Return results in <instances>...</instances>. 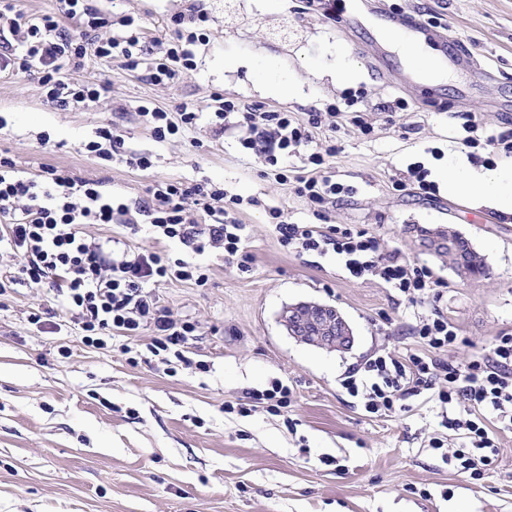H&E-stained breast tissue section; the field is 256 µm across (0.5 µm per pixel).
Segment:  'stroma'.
<instances>
[{"mask_svg":"<svg viewBox=\"0 0 512 512\" xmlns=\"http://www.w3.org/2000/svg\"><path fill=\"white\" fill-rule=\"evenodd\" d=\"M210 18L198 68L173 84L155 85L119 61L93 58L74 81L101 86L99 103L84 109L45 102L38 79L0 75V154L26 174L51 164L103 181L131 204L148 199L152 178L209 181L239 195L238 219L255 261L240 273L222 251L199 261L208 282L152 286L174 319L197 327L189 342L191 368L169 369L149 345L152 328L113 334L107 347L84 344L73 323L54 326L48 287L11 283L22 255L0 245V512H512V433L498 436V465L480 482L460 475L447 452L458 435L448 415L463 404H441L433 391L407 396L394 414L366 411L344 377L371 356L420 351L410 332L417 313L377 280L349 279L334 253L299 254L282 247L267 211L289 222L315 218L291 182L269 172L262 155L243 150L238 131L217 133L208 114L212 94L298 114L324 108L349 88H364L368 105L404 98L406 111L372 114L362 135L346 118L323 129L339 151L330 172L353 192L327 212L329 223L355 224L380 238L384 251L427 263L444 280L440 308L461 331V363L512 328V214L452 196L437 172L456 156L475 169L484 151L462 145L463 126L512 129V0H380L381 17L347 27L356 0H96L99 8L132 16L146 39L172 34L171 18L190 3ZM438 17L446 78L404 85L408 60L387 39L393 18ZM378 43L383 67L361 47ZM276 82L298 84L282 96L257 82L256 65ZM198 105L196 126L159 143L138 115L151 104L175 110ZM117 123L127 150L152 156L151 172L80 152L78 145ZM423 164L438 190L429 197L395 190ZM439 225L468 238L487 274L468 283L422 241ZM87 238L112 239L129 253L162 246L188 257L178 243H156L150 226L88 224ZM315 301L336 307L354 344L328 351L296 342L280 322L285 306ZM43 309L40 323L29 320ZM279 380L293 392L281 413L254 405L245 414L226 405ZM442 449H432L431 438Z\"/></svg>","mask_w":512,"mask_h":512,"instance_id":"stroma-1","label":"stroma"}]
</instances>
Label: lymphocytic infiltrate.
Here are the masks:
<instances>
[{
	"label": "lymphocytic infiltrate",
	"instance_id": "1",
	"mask_svg": "<svg viewBox=\"0 0 512 512\" xmlns=\"http://www.w3.org/2000/svg\"><path fill=\"white\" fill-rule=\"evenodd\" d=\"M62 15L77 22L79 34L61 29L58 18ZM208 21V13L201 8L176 15L173 40L148 42L133 18L108 15L91 0H59L58 14H44L26 24L20 22L12 0H0V72L37 73L47 103L78 109L98 101L101 89L72 82L64 76V68L82 69L92 57L116 58L127 69L143 70L151 83H168L196 69L192 47L206 43ZM102 28L112 29V36L96 38ZM211 100L216 121L237 115L242 147L260 150L269 165H277L282 155L308 154L312 170L294 178L295 191L305 197L316 221L291 224L283 210H272L284 248L334 253L350 278H376L409 304L431 305L430 314L419 316L412 327L425 353L378 354L363 364L361 375L346 376L342 386L351 396H363L366 409L373 414L394 412L402 396L423 388L436 389L441 403H467L470 419L448 421L449 428L465 432L453 456L470 480H482L497 463V432L512 431V329L499 332L489 351L471 355L465 362L437 360V353L454 352L466 343L438 307L444 281L426 264L397 253L385 254L379 238L365 229L326 223L330 205L352 189L336 182L329 172L339 151L335 141H326L313 153L307 147L315 133L338 115L337 107L309 111L302 120L288 111L220 94ZM140 115L158 142L194 126L200 118L190 102L180 103L172 113L145 106ZM124 143L118 129L108 125L97 128L94 138L81 142L80 148L106 161L124 156L129 167L140 171L152 168L150 156L125 153ZM149 193L147 203L133 207L104 190L102 181L53 165L29 177L11 159L0 156V241L21 252V279L36 286L51 284L61 314L80 326L84 343L101 346L113 332L132 336L149 325L155 332V351L180 359L196 327L189 321H175L145 286L178 280L202 287L208 282L204 269L182 258H170L162 250L117 257L108 243L85 237L83 225L133 224L142 216L157 239L180 242L197 255L223 250L225 261L239 272L251 271L254 256L244 243V226L236 217L241 198L227 196L223 188L209 182L186 185L163 179L155 180ZM189 200L195 205L191 212L185 207Z\"/></svg>",
	"mask_w": 512,
	"mask_h": 512
}]
</instances>
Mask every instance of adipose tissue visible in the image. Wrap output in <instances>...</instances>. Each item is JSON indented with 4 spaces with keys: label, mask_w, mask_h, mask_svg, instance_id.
Here are the masks:
<instances>
[{
    "label": "adipose tissue",
    "mask_w": 512,
    "mask_h": 512,
    "mask_svg": "<svg viewBox=\"0 0 512 512\" xmlns=\"http://www.w3.org/2000/svg\"><path fill=\"white\" fill-rule=\"evenodd\" d=\"M446 176L450 192L478 195L491 206L512 213V162L483 174L452 162L447 167Z\"/></svg>",
    "instance_id": "obj_1"
}]
</instances>
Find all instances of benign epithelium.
<instances>
[{
	"label": "benign epithelium",
	"instance_id": "1",
	"mask_svg": "<svg viewBox=\"0 0 512 512\" xmlns=\"http://www.w3.org/2000/svg\"><path fill=\"white\" fill-rule=\"evenodd\" d=\"M428 245L434 250L444 248L456 254L457 263L454 274L463 281H471L474 276L467 268L468 259L465 252L458 249L457 244L450 240H443L435 233L428 235ZM280 322L288 335L303 343L308 341L311 329L317 330L321 344L330 349L336 348V336L345 339L344 345L350 347L354 343L351 327L336 310L335 307L316 302H298L285 307L280 316Z\"/></svg>",
	"mask_w": 512,
	"mask_h": 512
}]
</instances>
